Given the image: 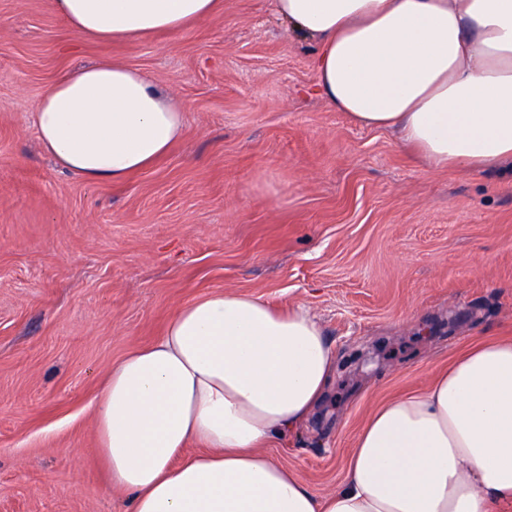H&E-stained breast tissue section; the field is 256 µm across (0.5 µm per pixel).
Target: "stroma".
<instances>
[{"label":"stroma","instance_id":"obj_1","mask_svg":"<svg viewBox=\"0 0 512 512\" xmlns=\"http://www.w3.org/2000/svg\"><path fill=\"white\" fill-rule=\"evenodd\" d=\"M315 51L270 0L118 44L72 34L45 0H0V512H130L103 488L99 383L202 296L320 322L339 368L268 452L321 495L374 409L512 339V173L434 170L353 123L311 95ZM102 59L147 73L185 128L150 168L88 184L30 114L62 70Z\"/></svg>","mask_w":512,"mask_h":512}]
</instances>
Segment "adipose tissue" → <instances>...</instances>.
<instances>
[{
    "label": "adipose tissue",
    "instance_id": "obj_1",
    "mask_svg": "<svg viewBox=\"0 0 512 512\" xmlns=\"http://www.w3.org/2000/svg\"><path fill=\"white\" fill-rule=\"evenodd\" d=\"M80 38L169 36L224 0H46ZM318 45L316 88L356 124L397 133L436 169L512 162V0H271ZM182 108L108 59L59 74L32 112L45 152L120 183L181 137ZM336 353L304 306L216 292L103 378L94 403L108 489L133 512H496L512 505V340L455 357L360 428L343 483L315 493L266 451L328 392Z\"/></svg>",
    "mask_w": 512,
    "mask_h": 512
}]
</instances>
